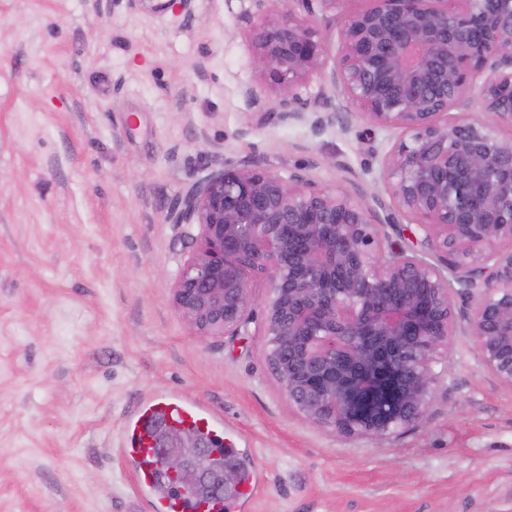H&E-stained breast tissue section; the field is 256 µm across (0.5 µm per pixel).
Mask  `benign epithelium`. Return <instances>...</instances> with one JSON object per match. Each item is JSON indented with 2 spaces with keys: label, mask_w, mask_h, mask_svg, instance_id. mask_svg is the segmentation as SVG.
I'll return each mask as SVG.
<instances>
[{
  "label": "benign epithelium",
  "mask_w": 512,
  "mask_h": 512,
  "mask_svg": "<svg viewBox=\"0 0 512 512\" xmlns=\"http://www.w3.org/2000/svg\"><path fill=\"white\" fill-rule=\"evenodd\" d=\"M315 1L323 13L344 2L250 0L238 19L255 67L282 93L272 115L283 123L306 118L298 85L325 64ZM367 2L342 17L330 73L338 98L323 105L345 125L361 117L401 131L382 178L416 219L421 250L397 247L398 221L380 215V199L254 157L193 183L166 221L200 229L172 288L197 336L239 333L261 283L265 357L288 401L338 435L385 438L425 422L433 365L460 330L457 295L473 302L468 329L484 366L512 385V137L498 132L512 129V0ZM478 82L495 124L448 120ZM158 447L178 488L220 497L238 481L232 464L211 474L200 443L194 456L179 436Z\"/></svg>",
  "instance_id": "1"
}]
</instances>
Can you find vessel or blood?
Returning <instances> with one entry per match:
<instances>
[{
    "instance_id": "obj_1",
    "label": "vessel or blood",
    "mask_w": 512,
    "mask_h": 512,
    "mask_svg": "<svg viewBox=\"0 0 512 512\" xmlns=\"http://www.w3.org/2000/svg\"><path fill=\"white\" fill-rule=\"evenodd\" d=\"M191 427L204 435L213 457L236 455L232 439L224 434V424L199 403L177 393H156L141 401L124 427L121 453L135 464L134 482L147 496L152 512H237L240 500L258 489L255 475H247L234 495L203 500L192 492H170L163 467L154 449L156 424Z\"/></svg>"
}]
</instances>
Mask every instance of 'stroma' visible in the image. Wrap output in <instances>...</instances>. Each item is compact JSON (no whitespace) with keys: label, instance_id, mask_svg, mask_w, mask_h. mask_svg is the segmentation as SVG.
Wrapping results in <instances>:
<instances>
[{"label":"stroma","instance_id":"stroma-1","mask_svg":"<svg viewBox=\"0 0 512 512\" xmlns=\"http://www.w3.org/2000/svg\"><path fill=\"white\" fill-rule=\"evenodd\" d=\"M249 0H0V512H149L119 453L176 391L233 428L260 491L239 512H512V386L464 325L426 422L340 437L289 403L258 322L199 339L174 308L198 227L165 216L225 161L379 196L400 131L268 116ZM257 91L256 100L243 94Z\"/></svg>","mask_w":512,"mask_h":512}]
</instances>
